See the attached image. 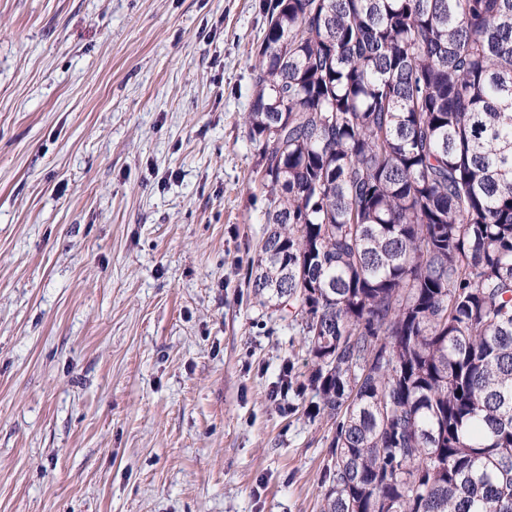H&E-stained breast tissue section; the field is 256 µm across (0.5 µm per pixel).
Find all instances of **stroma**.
<instances>
[{"mask_svg": "<svg viewBox=\"0 0 512 512\" xmlns=\"http://www.w3.org/2000/svg\"><path fill=\"white\" fill-rule=\"evenodd\" d=\"M261 0H0V512H320L247 138Z\"/></svg>", "mask_w": 512, "mask_h": 512, "instance_id": "35a3bbf8", "label": "stroma"}]
</instances>
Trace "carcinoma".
I'll return each instance as SVG.
<instances>
[{
  "label": "carcinoma",
  "mask_w": 512,
  "mask_h": 512,
  "mask_svg": "<svg viewBox=\"0 0 512 512\" xmlns=\"http://www.w3.org/2000/svg\"><path fill=\"white\" fill-rule=\"evenodd\" d=\"M258 302L331 423L320 512H512V0H262Z\"/></svg>",
  "instance_id": "carcinoma-1"
}]
</instances>
